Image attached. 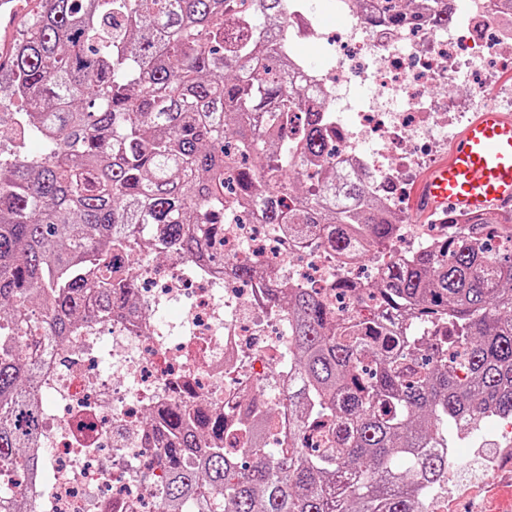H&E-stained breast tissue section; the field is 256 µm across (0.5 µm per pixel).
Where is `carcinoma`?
Segmentation results:
<instances>
[{
    "label": "carcinoma",
    "instance_id": "cac0c4a2",
    "mask_svg": "<svg viewBox=\"0 0 512 512\" xmlns=\"http://www.w3.org/2000/svg\"><path fill=\"white\" fill-rule=\"evenodd\" d=\"M244 2L42 0L0 66V95L20 103L0 125V512H33L13 487L40 470L25 448L52 344L134 305L144 253L201 258L252 208L358 263L403 223L367 174L336 172L329 101L296 76L289 0ZM443 2L392 0L375 20L446 23ZM443 223L367 287L337 280L356 303L346 315L274 267L235 265L274 283L266 301L288 316V453L268 447L276 403L237 458L223 412L174 403L155 426L170 512H429L448 483V429L512 418V248L482 236L512 212Z\"/></svg>",
    "mask_w": 512,
    "mask_h": 512
}]
</instances>
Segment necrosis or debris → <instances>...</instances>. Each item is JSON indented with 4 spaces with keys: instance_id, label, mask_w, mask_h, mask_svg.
Instances as JSON below:
<instances>
[{
    "instance_id": "1",
    "label": "necrosis or debris",
    "mask_w": 512,
    "mask_h": 512,
    "mask_svg": "<svg viewBox=\"0 0 512 512\" xmlns=\"http://www.w3.org/2000/svg\"><path fill=\"white\" fill-rule=\"evenodd\" d=\"M376 3L345 0L325 37L327 67L307 66L302 79L330 95L356 80L371 87L354 118L336 122V165L368 172L390 202L467 115L488 101L512 102L496 80L503 63L512 64V11L499 0H455L447 24L397 31L368 24ZM450 81L467 86L465 100L438 103L420 93ZM409 140L423 141L425 153L403 154ZM217 247L226 262L273 265L321 291L343 277L363 279L358 268L266 224L230 222ZM134 291L140 314L79 325L56 343L38 381L44 407L35 444L43 468L20 481L35 512H163L146 410L190 395L240 421L288 389L287 365L269 367L272 353L288 351V323L267 310L259 281L235 280L223 265L175 253L162 268L141 260ZM172 306L180 309L174 325L161 316ZM106 354L115 376L98 369Z\"/></svg>"
}]
</instances>
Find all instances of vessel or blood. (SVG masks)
Returning <instances> with one entry per match:
<instances>
[{
    "label": "vessel or blood",
    "mask_w": 512,
    "mask_h": 512,
    "mask_svg": "<svg viewBox=\"0 0 512 512\" xmlns=\"http://www.w3.org/2000/svg\"><path fill=\"white\" fill-rule=\"evenodd\" d=\"M512 206V114L486 105L422 177L413 210L478 214ZM483 512H512V482L492 487Z\"/></svg>",
    "instance_id": "obj_1"
}]
</instances>
